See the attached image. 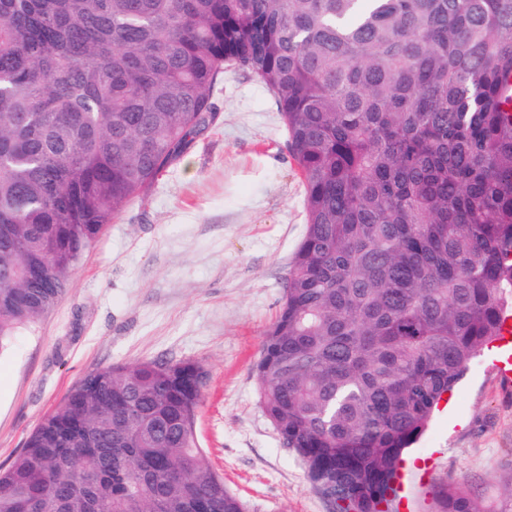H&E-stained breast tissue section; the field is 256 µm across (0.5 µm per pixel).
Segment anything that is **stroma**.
I'll list each match as a JSON object with an SVG mask.
<instances>
[{
  "label": "stroma",
  "instance_id": "1",
  "mask_svg": "<svg viewBox=\"0 0 512 512\" xmlns=\"http://www.w3.org/2000/svg\"><path fill=\"white\" fill-rule=\"evenodd\" d=\"M218 119L85 253L67 294L0 352V466L89 372L193 361L206 464L246 512H333L257 403L255 365L304 233V189L272 92L238 67L211 95ZM512 343L474 359L408 452L399 495L436 512L446 484L481 512H512Z\"/></svg>",
  "mask_w": 512,
  "mask_h": 512
}]
</instances>
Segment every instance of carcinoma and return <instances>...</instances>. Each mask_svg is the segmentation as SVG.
I'll list each match as a JSON object with an SVG mask.
<instances>
[{
  "label": "carcinoma",
  "mask_w": 512,
  "mask_h": 512,
  "mask_svg": "<svg viewBox=\"0 0 512 512\" xmlns=\"http://www.w3.org/2000/svg\"><path fill=\"white\" fill-rule=\"evenodd\" d=\"M278 101L306 224L258 402L337 512H389L406 449L512 299V0H0V350L215 116ZM200 364L76 382L0 512H245L204 462ZM437 512H481L446 486Z\"/></svg>",
  "instance_id": "obj_1"
}]
</instances>
